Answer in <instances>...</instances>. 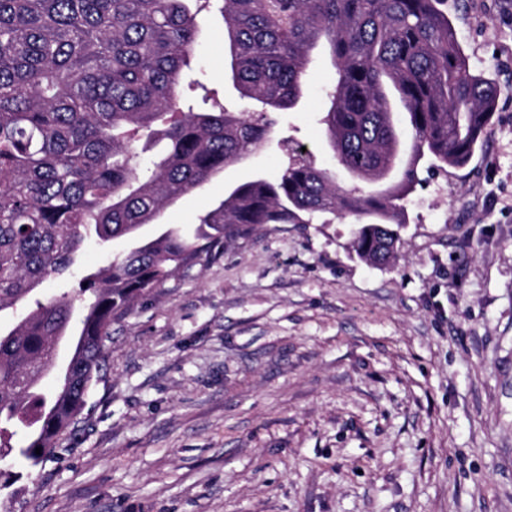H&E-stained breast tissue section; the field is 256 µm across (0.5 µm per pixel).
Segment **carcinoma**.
Returning <instances> with one entry per match:
<instances>
[{
  "label": "carcinoma",
  "instance_id": "obj_1",
  "mask_svg": "<svg viewBox=\"0 0 512 512\" xmlns=\"http://www.w3.org/2000/svg\"><path fill=\"white\" fill-rule=\"evenodd\" d=\"M214 8L230 79L259 112L182 106L196 18ZM320 44L335 69L327 143L357 184L337 187L300 151L225 191L194 228L141 240L166 207L265 147L267 113L298 105ZM496 98L469 67L447 0H0V314L12 317L0 327V460L52 456L102 381L112 321L227 241L265 224L351 218L356 255L387 264L419 163H467ZM119 239L124 253L75 272L86 242ZM65 277L78 287L33 299ZM18 424L26 437L14 447L4 438Z\"/></svg>",
  "mask_w": 512,
  "mask_h": 512
}]
</instances>
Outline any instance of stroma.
Segmentation results:
<instances>
[{"instance_id": "35a3bbf8", "label": "stroma", "mask_w": 512, "mask_h": 512, "mask_svg": "<svg viewBox=\"0 0 512 512\" xmlns=\"http://www.w3.org/2000/svg\"><path fill=\"white\" fill-rule=\"evenodd\" d=\"M448 15L499 93L466 165L419 166L397 258L361 261L339 218L265 225L176 273L113 322L104 383L0 512H512V0ZM199 27L185 98L248 109L221 16ZM331 78L315 51L267 146L143 235L197 223L299 145L349 186L319 122Z\"/></svg>"}]
</instances>
